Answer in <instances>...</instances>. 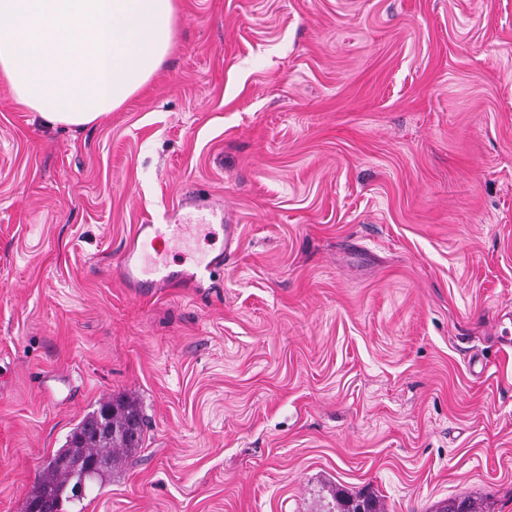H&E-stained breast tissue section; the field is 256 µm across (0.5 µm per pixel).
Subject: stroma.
<instances>
[{"label":"stroma","instance_id":"stroma-1","mask_svg":"<svg viewBox=\"0 0 512 512\" xmlns=\"http://www.w3.org/2000/svg\"><path fill=\"white\" fill-rule=\"evenodd\" d=\"M84 127L0 83V512L115 396L142 446L67 512H512V0H177ZM241 248L115 258L192 191ZM192 226L190 224H139L133 239L126 245L116 259L121 281L129 288L149 291L153 288H169L179 281L195 285L199 280V271L181 272L175 276L168 266L159 261L149 262L152 257L168 255L172 245L182 239ZM224 231V245L217 254H214L204 265L198 267L206 272L212 273L224 268V264L236 255L240 246V236L237 224H220ZM340 512H382L383 506L373 494L359 493L357 495L336 496Z\"/></svg>","mask_w":512,"mask_h":512}]
</instances>
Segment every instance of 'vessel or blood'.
<instances>
[{"instance_id": "obj_1", "label": "vessel or blood", "mask_w": 512, "mask_h": 512, "mask_svg": "<svg viewBox=\"0 0 512 512\" xmlns=\"http://www.w3.org/2000/svg\"><path fill=\"white\" fill-rule=\"evenodd\" d=\"M185 224H140L137 225L132 240L116 259L121 281L125 286L148 291L154 288H169L183 281L196 284L199 274L195 272H169L161 256L167 255L173 244L188 232ZM224 244L205 264L204 271L212 273L223 269L240 246L238 227L227 224L223 227Z\"/></svg>"}]
</instances>
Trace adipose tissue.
<instances>
[{"label":"adipose tissue","instance_id":"ef3b65f1","mask_svg":"<svg viewBox=\"0 0 512 512\" xmlns=\"http://www.w3.org/2000/svg\"><path fill=\"white\" fill-rule=\"evenodd\" d=\"M175 0H0V79L44 120L120 108L169 52Z\"/></svg>","mask_w":512,"mask_h":512}]
</instances>
